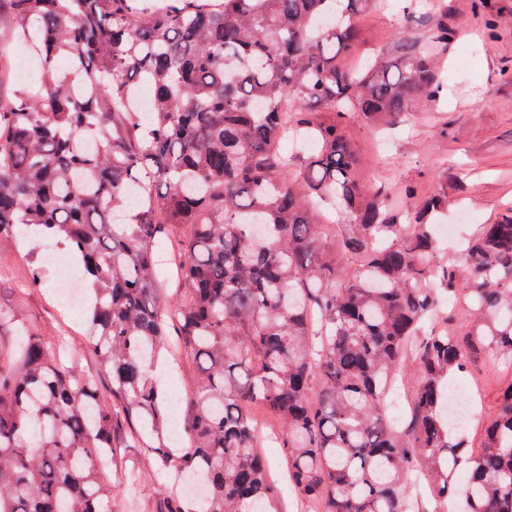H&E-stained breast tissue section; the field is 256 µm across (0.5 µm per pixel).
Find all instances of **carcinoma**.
I'll list each match as a JSON object with an SVG mask.
<instances>
[{"label": "carcinoma", "mask_w": 512, "mask_h": 512, "mask_svg": "<svg viewBox=\"0 0 512 512\" xmlns=\"http://www.w3.org/2000/svg\"><path fill=\"white\" fill-rule=\"evenodd\" d=\"M373 6L0 0V81L19 43L41 70L0 97V242L34 225L64 244L111 380L105 399L38 336L0 357V512H102L123 425L172 475L160 512H275L256 407L317 512H445L464 474L461 512H512V385L480 450L448 425V375L512 360V210L440 260L448 184L399 224L359 175L348 124L394 126L443 89L413 41L354 64ZM142 84L151 108L133 112ZM173 266L185 292L166 303ZM165 350L201 373L181 440Z\"/></svg>", "instance_id": "1"}]
</instances>
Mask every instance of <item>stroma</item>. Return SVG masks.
Segmentation results:
<instances>
[{
  "mask_svg": "<svg viewBox=\"0 0 512 512\" xmlns=\"http://www.w3.org/2000/svg\"><path fill=\"white\" fill-rule=\"evenodd\" d=\"M416 13L422 24L407 26L398 0H376L368 16L366 46L381 58L395 57L408 38L429 50L434 48L431 23L442 21L453 34L447 47L437 50L445 90L439 100L414 109L395 129L382 131L355 122L349 133L363 148L364 179L384 188L398 204L426 198L442 176L465 179L466 190L453 183L448 187L445 221L455 225L456 232L440 242L441 253L455 256L458 240L512 207V0H418ZM465 212L470 221H462ZM36 271L40 286L20 289V282ZM59 288L57 270L41 251L0 243V308L13 311L45 338L65 337L80 358L82 372L98 381L102 394H109L110 380L84 334L86 309L64 304ZM159 377L167 400L183 411L197 386L192 358L166 365ZM454 380L479 384L478 416L465 435L473 448H480L499 394L512 384V372L490 362L455 374ZM109 478L121 492L104 503V512H158L165 478L150 457L139 452L123 455Z\"/></svg>",
  "mask_w": 512,
  "mask_h": 512,
  "instance_id": "stroma-1",
  "label": "stroma"
}]
</instances>
